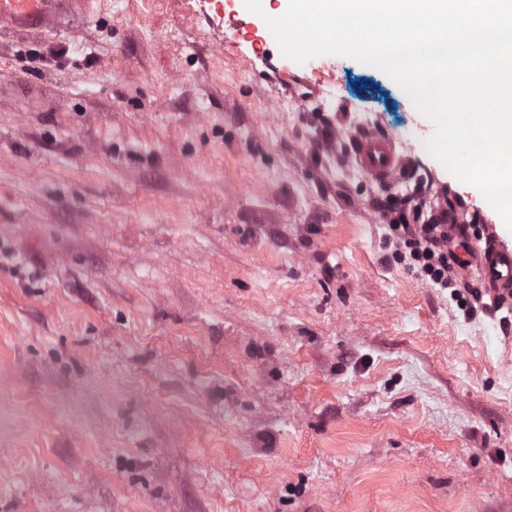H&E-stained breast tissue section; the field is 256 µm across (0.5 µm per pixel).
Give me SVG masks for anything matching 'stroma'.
<instances>
[{
  "label": "stroma",
  "mask_w": 512,
  "mask_h": 512,
  "mask_svg": "<svg viewBox=\"0 0 512 512\" xmlns=\"http://www.w3.org/2000/svg\"><path fill=\"white\" fill-rule=\"evenodd\" d=\"M238 0H0V512H512V315L357 168L497 212L382 71ZM358 167L376 182L391 180L402 166L393 142L386 137L366 133L359 136L354 145ZM427 203L421 200L407 208H395V217L388 224L392 238L389 246L394 260L415 272L426 284L438 288H459L458 270L470 264L461 259L458 248L467 251V245L457 237V216L455 209L439 206L437 214L424 218L423 208ZM412 221V222H411ZM450 257L457 265L448 262Z\"/></svg>",
  "instance_id": "obj_1"
}]
</instances>
